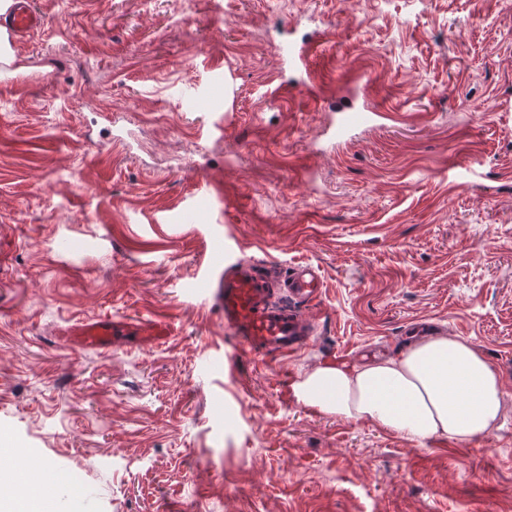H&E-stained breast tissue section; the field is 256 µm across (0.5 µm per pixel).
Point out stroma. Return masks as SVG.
Wrapping results in <instances>:
<instances>
[{
    "mask_svg": "<svg viewBox=\"0 0 512 512\" xmlns=\"http://www.w3.org/2000/svg\"><path fill=\"white\" fill-rule=\"evenodd\" d=\"M0 74V439L56 512H512L506 0H33ZM321 33L307 84L286 41ZM362 89L373 123L328 146ZM318 264L303 351L227 363L203 271ZM117 327L83 347L85 321ZM499 376L484 438L423 445L297 402L412 329Z\"/></svg>",
    "mask_w": 512,
    "mask_h": 512,
    "instance_id": "1",
    "label": "stroma"
}]
</instances>
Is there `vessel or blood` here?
Segmentation results:
<instances>
[{
	"mask_svg": "<svg viewBox=\"0 0 512 512\" xmlns=\"http://www.w3.org/2000/svg\"><path fill=\"white\" fill-rule=\"evenodd\" d=\"M44 19L30 0H14L8 13L0 14V28L17 45L40 30ZM370 115L356 108L340 112L333 138H343L351 129L369 121ZM204 283L209 298L224 316V329L234 341L235 355L266 359L272 354H294L315 334V324L304 312L321 301L324 278L318 265L302 263L283 270L258 265L225 250L221 267L207 268ZM113 327L98 321L78 328L83 343L94 348L109 347Z\"/></svg>",
	"mask_w": 512,
	"mask_h": 512,
	"instance_id": "1",
	"label": "vessel or blood"
}]
</instances>
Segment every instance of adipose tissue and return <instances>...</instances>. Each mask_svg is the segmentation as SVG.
<instances>
[{"label":"adipose tissue","mask_w":512,"mask_h":512,"mask_svg":"<svg viewBox=\"0 0 512 512\" xmlns=\"http://www.w3.org/2000/svg\"><path fill=\"white\" fill-rule=\"evenodd\" d=\"M293 393L307 408L369 419L413 443L485 437L503 400L501 381L484 356L446 335L421 339L396 358L323 363L303 374Z\"/></svg>","instance_id":"adipose-tissue-1"}]
</instances>
